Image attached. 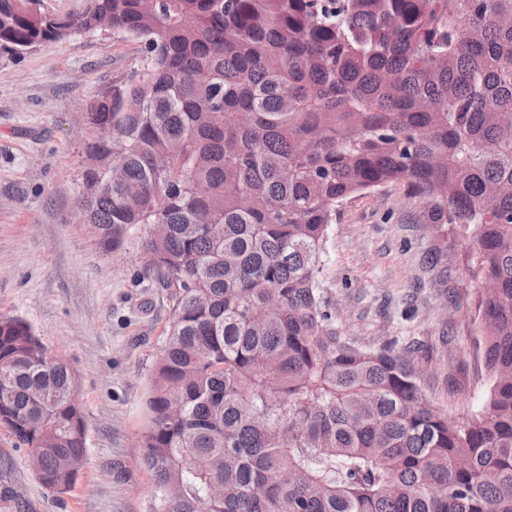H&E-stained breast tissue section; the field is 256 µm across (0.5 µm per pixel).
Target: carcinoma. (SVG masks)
Wrapping results in <instances>:
<instances>
[{"instance_id": "carcinoma-1", "label": "carcinoma", "mask_w": 512, "mask_h": 512, "mask_svg": "<svg viewBox=\"0 0 512 512\" xmlns=\"http://www.w3.org/2000/svg\"><path fill=\"white\" fill-rule=\"evenodd\" d=\"M141 44L88 106L79 210L175 288L141 464L152 512H512V0H0V48L73 32ZM404 183L471 237L484 409L420 390L417 349L338 325L321 256L344 201ZM0 316V425L64 491L86 447L77 381Z\"/></svg>"}]
</instances>
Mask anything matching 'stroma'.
I'll return each instance as SVG.
<instances>
[{
	"label": "stroma",
	"mask_w": 512,
	"mask_h": 512,
	"mask_svg": "<svg viewBox=\"0 0 512 512\" xmlns=\"http://www.w3.org/2000/svg\"><path fill=\"white\" fill-rule=\"evenodd\" d=\"M142 64L138 42L112 31L77 33L16 56L0 50V315L25 320L78 381L85 464L70 490L44 487L29 450L0 426V512H150L154 477L137 447L145 401L173 311L171 289L141 278L132 230L103 250L79 217L82 150L94 134L87 104ZM406 184L359 194L336 209L322 279L344 331L364 345L420 340L419 386L465 422L489 378L477 342L480 282L469 239L424 223ZM447 239L448 281L427 267Z\"/></svg>",
	"instance_id": "stroma-1"
}]
</instances>
